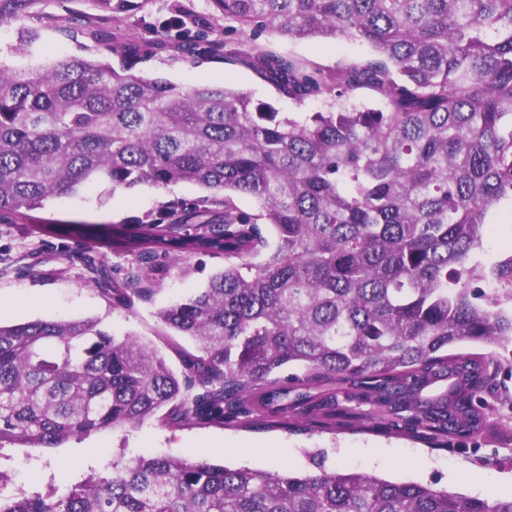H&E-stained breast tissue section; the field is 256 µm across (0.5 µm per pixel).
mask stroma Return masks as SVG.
I'll return each mask as SVG.
<instances>
[{
  "label": "stroma",
  "mask_w": 512,
  "mask_h": 512,
  "mask_svg": "<svg viewBox=\"0 0 512 512\" xmlns=\"http://www.w3.org/2000/svg\"><path fill=\"white\" fill-rule=\"evenodd\" d=\"M138 10L121 14V32L154 44L152 55L135 74L162 78L183 88L199 85L229 88L252 94L278 111L323 112L322 100L295 104L278 93L246 62L248 55L269 52L294 59L307 68L332 69L343 62L363 61L370 47L345 38L292 40L269 31L238 30L235 22L212 18L209 0H182L206 23L208 40L218 42L223 59L199 57L188 61L174 50L176 31L164 28L173 0H139ZM205 188L179 183L165 188L140 185L109 191L104 185H83L70 196L56 197L43 208L27 212L16 223H0V322L94 318L114 336H130L156 346L173 370H180L178 349L193 350V342L169 336L157 313L207 287L224 267V260L197 253L180 264L158 259L159 273L140 280L141 291L131 303H112L87 281L78 258L76 240L36 232L39 224H132L149 213L192 207ZM482 246L473 260L491 268L512 256V199L491 207ZM491 381L484 397L498 428L465 444L441 447L397 433L362 429L356 418L325 428L317 424L291 431L255 423L225 425L195 423L172 428L152 418L135 427L103 430L72 439L56 448H15L0 460V470L12 481L10 490L77 482L106 474L113 460L126 461L158 454L192 456L231 468L248 466L266 471L311 472L309 452L322 450L328 467L377 474L392 481L429 480L452 492L494 499L512 490V374L490 365Z\"/></svg>",
  "instance_id": "1"
}]
</instances>
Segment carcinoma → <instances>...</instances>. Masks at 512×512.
Returning a JSON list of instances; mask_svg holds the SVG:
<instances>
[{"instance_id":"cac0c4a2","label":"carcinoma","mask_w":512,"mask_h":512,"mask_svg":"<svg viewBox=\"0 0 512 512\" xmlns=\"http://www.w3.org/2000/svg\"><path fill=\"white\" fill-rule=\"evenodd\" d=\"M41 2L0 0V23H19L12 50L34 56L40 29L53 27L121 66L0 63V222L85 183L197 184L210 195L135 228L37 229L107 240L142 263L209 253L224 269L158 312L195 345L179 374L155 347L94 319L0 324V451L57 448L151 417L332 419L345 403L370 405L373 427L413 438L494 427L482 396L489 363L448 350L512 343V291L471 287L489 275L512 283V259L489 275L471 261L490 208L512 198V0H211L214 18L252 31L374 49L331 71L256 56L251 65L296 104L329 103L302 118L245 92L130 73L152 44L110 22L136 0H86L96 14L62 16L39 12ZM171 23L176 52L198 56V20L178 11ZM358 90L376 106L351 102ZM241 193L259 214L237 207ZM85 263L113 302H130L104 261ZM290 367L302 373L281 375ZM325 459L311 453L316 471L305 475L190 456L115 460L104 476L44 494H11L0 472V512H512V491L490 502Z\"/></svg>"}]
</instances>
